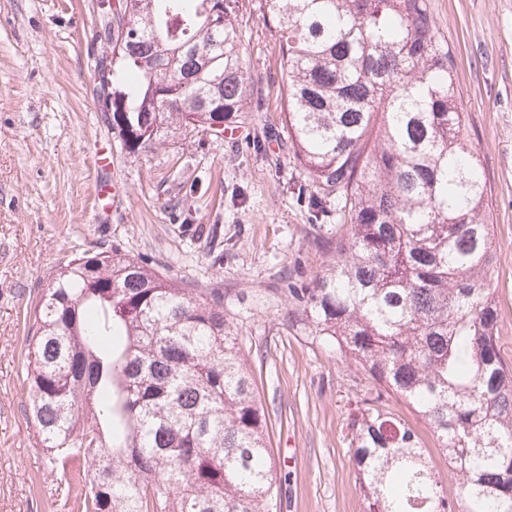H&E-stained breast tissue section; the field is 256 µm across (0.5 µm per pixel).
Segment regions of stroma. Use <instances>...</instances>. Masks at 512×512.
Here are the masks:
<instances>
[{"mask_svg":"<svg viewBox=\"0 0 512 512\" xmlns=\"http://www.w3.org/2000/svg\"><path fill=\"white\" fill-rule=\"evenodd\" d=\"M103 0H0V512H73L26 412L25 317L53 272L94 246L148 260L192 288H221L268 411L275 512H364L350 416L371 382L351 360L283 323L280 289L325 257L320 211L281 122L279 37L259 0H242V42L262 109L238 137L187 135L122 151L94 96ZM456 55L460 101L491 190L501 355L512 367V0H430ZM384 411L411 426L434 472L456 478L430 427L401 399Z\"/></svg>","mask_w":512,"mask_h":512,"instance_id":"35a3bbf8","label":"stroma"}]
</instances>
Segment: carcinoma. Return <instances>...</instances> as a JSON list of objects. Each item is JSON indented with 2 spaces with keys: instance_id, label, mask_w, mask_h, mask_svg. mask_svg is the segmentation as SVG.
I'll list each match as a JSON object with an SVG mask.
<instances>
[{
  "instance_id": "1",
  "label": "carcinoma",
  "mask_w": 512,
  "mask_h": 512,
  "mask_svg": "<svg viewBox=\"0 0 512 512\" xmlns=\"http://www.w3.org/2000/svg\"><path fill=\"white\" fill-rule=\"evenodd\" d=\"M118 2L129 28L95 68L122 150L246 109L239 0ZM428 2L260 0L280 38L294 157L338 219L312 240L325 264L285 289L288 328L373 381L351 419L366 512H512L494 224L455 54ZM25 342L28 411L76 512H270L269 414L224 289L87 250L53 275ZM385 393L433 429L456 497L414 430L373 406Z\"/></svg>"
}]
</instances>
